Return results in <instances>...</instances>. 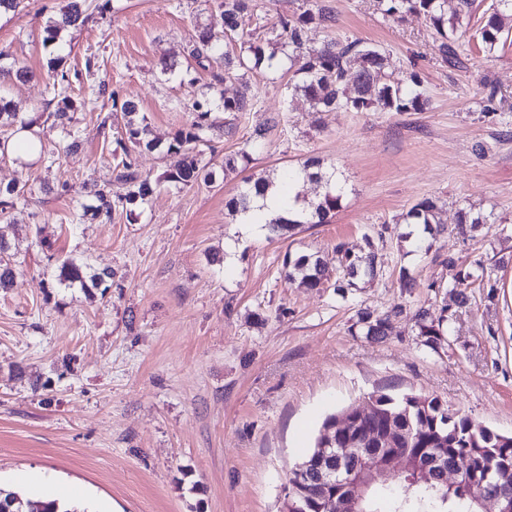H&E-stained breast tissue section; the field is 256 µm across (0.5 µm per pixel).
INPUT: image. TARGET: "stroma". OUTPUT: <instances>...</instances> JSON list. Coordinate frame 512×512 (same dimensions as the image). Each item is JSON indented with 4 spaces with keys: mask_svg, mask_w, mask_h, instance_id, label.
<instances>
[{
    "mask_svg": "<svg viewBox=\"0 0 512 512\" xmlns=\"http://www.w3.org/2000/svg\"><path fill=\"white\" fill-rule=\"evenodd\" d=\"M321 2L336 21L311 28L313 44L378 46L394 78L419 75L427 103L316 114L290 96L286 70L247 74L256 108L234 136L208 131L203 160L222 166L262 128L249 174L276 178L317 157L347 188L330 223L258 239L228 214L240 174L178 191L161 182L173 157L158 152L132 156L161 182L147 203L74 218L85 183L117 186L111 120L124 102L166 143L194 100L239 91L211 86L186 52L194 22L221 32L215 0H88L84 25L54 47L43 28L69 0H22L0 15V65L33 73L9 83L8 98L43 145L32 162L0 155V185L28 190L0 216L15 261L0 291V488L33 501L55 486L79 512H280L324 418L374 391L436 397L512 434V35L489 54L460 43L451 65L423 17L384 15L376 0ZM59 55L77 103L73 148L43 116ZM102 83L105 95L92 98ZM425 198L438 201L445 227L427 251L404 222ZM463 211L500 221L464 237ZM369 239L377 277L365 287L312 291L286 278L288 253L318 255L343 277L337 244L356 251ZM68 258L111 268L108 292L59 286ZM475 261L497 286L468 288L463 305L448 285ZM403 270L416 281L409 294ZM391 310L387 336L368 335L361 312ZM422 311L447 320L438 347L418 334Z\"/></svg>",
    "mask_w": 512,
    "mask_h": 512,
    "instance_id": "obj_1",
    "label": "stroma"
}]
</instances>
